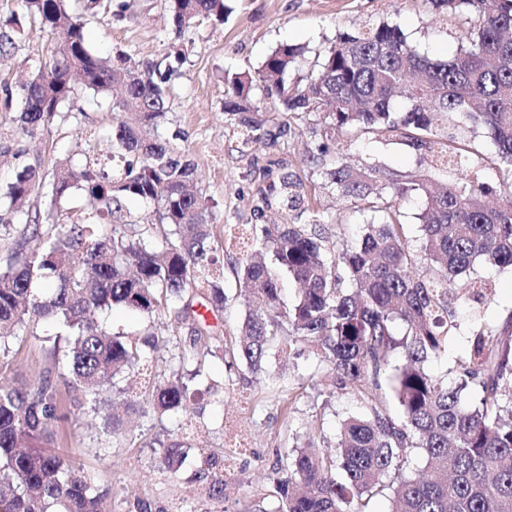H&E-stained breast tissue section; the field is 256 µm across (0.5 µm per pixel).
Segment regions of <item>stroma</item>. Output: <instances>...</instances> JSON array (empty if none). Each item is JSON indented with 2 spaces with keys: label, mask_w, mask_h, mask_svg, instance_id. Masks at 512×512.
I'll return each mask as SVG.
<instances>
[{
  "label": "stroma",
  "mask_w": 512,
  "mask_h": 512,
  "mask_svg": "<svg viewBox=\"0 0 512 512\" xmlns=\"http://www.w3.org/2000/svg\"><path fill=\"white\" fill-rule=\"evenodd\" d=\"M129 2L124 18L101 12L88 16V44L98 56L110 59L121 51L140 61H156L177 50L185 53L184 64L171 80V110L160 133L195 163L196 187L215 204L212 242L220 252L239 244L238 238H227L226 226L251 227L253 210L260 204L266 207L265 223L309 224L318 218L331 239L339 242H355L364 222L350 203L326 186L309 159L312 145L321 139L320 121L294 123L291 133L273 144L245 140L224 115L228 79L257 71L280 44H298L311 52L338 34L354 33L382 20L399 25L419 52L446 59L456 52L464 28L461 17L438 12L431 0H225L229 13L224 23L205 20L184 31L176 29L165 0ZM11 17L16 20L15 47L10 54L0 55V194L26 166L47 170L59 157L78 165L88 151L106 158L112 151L116 123L107 95L82 91L70 102L65 121L32 140L16 136L19 111L4 108L5 93L19 91L36 75L56 51L57 42L30 19L20 0H0V20ZM336 149L349 162L418 169L438 184L459 175L455 169L421 166L417 153L395 137L357 141L340 137ZM284 172L303 183L312 200L310 209L287 212L278 197L267 196L269 185ZM472 275L492 283V301L476 319L468 310L458 309L460 331L449 341L447 352L428 362L433 374H445L467 357L474 330H500L512 314L511 267L478 264ZM224 289L231 297L227 311L206 312L204 320L229 347L239 335L246 307L234 298L232 274H225ZM5 361L0 381L30 387L38 382L49 357L28 336ZM205 372L218 385L217 394L202 395L188 410L160 420L151 415L134 417L105 443L100 440L101 418L85 414L73 394H64L71 414L53 427L49 445L76 459L85 476L107 491V512H130L138 500L150 505L151 512H176L180 507L185 512H247L256 502L275 512L272 467L277 453L289 450L295 437L318 425L328 437H335L342 421L363 409L357 395L322 385L323 365L299 344L270 355L258 372L243 363L227 370L221 359L211 356ZM230 415L236 417L243 435L242 455L228 497L218 504L197 494L196 452L223 454L225 421ZM188 420L197 428L191 440L195 454L189 455L178 473L160 469L157 439L179 436L182 423Z\"/></svg>",
  "instance_id": "35a3bbf8"
}]
</instances>
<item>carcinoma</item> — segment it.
Here are the masks:
<instances>
[{
  "label": "carcinoma",
  "mask_w": 512,
  "mask_h": 512,
  "mask_svg": "<svg viewBox=\"0 0 512 512\" xmlns=\"http://www.w3.org/2000/svg\"><path fill=\"white\" fill-rule=\"evenodd\" d=\"M441 12L465 17L461 45L449 60L432 59L412 46L402 29L387 22L341 34L315 54L306 83L286 74L304 55L283 43L255 75L232 79L224 115L246 139L277 138L291 122L321 120L324 140L310 151L325 184L372 217L356 244L329 245L306 224H265L249 232L251 248L224 256L211 247L216 220L210 198L191 189L196 168L188 155L162 139L158 129L169 112V86L184 62L177 55L137 63L123 55L111 63L96 56L85 23L70 14L66 0H22L23 8L60 41L59 56L40 66L18 100L22 136L34 138L63 118V105L83 89L112 96L118 112L112 165L88 156L79 166L60 160L49 171L27 166L8 186L9 209L25 211L32 193V234L37 248L0 265V354L8 355L19 333L51 344L50 362L37 385L0 384V512H104L107 493L82 475V467L42 446L51 429L68 418L60 386L79 390L82 406L97 412L100 397L122 374L164 359L197 363L212 341L194 309L198 297L214 311L227 307L224 266L235 276L237 297L259 298L266 314L246 313L227 366L243 362L258 369L271 352L290 344L310 345L334 375L335 387L368 399L365 410L345 419L334 446L315 438L277 459L273 484L277 512H363V500L390 489L389 512H512V316L503 333L473 334L466 359L449 369L453 381L431 373L426 363L445 352L457 330L455 309L478 313L493 285L456 279L474 263L512 267V0H433ZM224 0H171L176 27L204 19L224 20ZM282 107L288 120L278 132L255 103L253 90ZM405 103L401 110L395 100ZM463 112L491 133L495 180L460 178L437 187L419 171L351 166L333 144L336 136L398 135L432 167L456 161L465 135L454 123L434 117ZM285 208L308 203L301 182L285 174L269 185ZM418 195L420 248L411 249L399 203ZM153 205L156 222L140 224L127 203ZM421 260L439 279L413 278ZM300 286L283 307L280 275ZM177 321L161 341L146 330L138 337L114 335L98 321L115 307ZM474 387L475 407L461 401ZM180 371L153 382L149 399L127 395L126 414L157 418L186 410L195 396ZM397 408L391 409L385 395ZM163 469L177 471L188 448L176 438L157 440ZM418 452L425 471L404 474ZM200 493L226 499L224 458L208 454L195 472Z\"/></svg>",
  "instance_id": "obj_1"
}]
</instances>
